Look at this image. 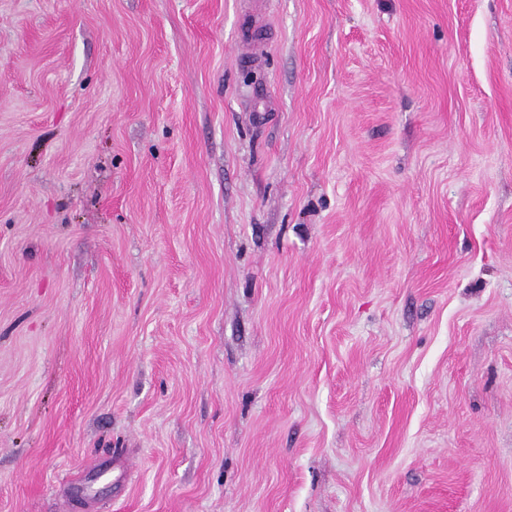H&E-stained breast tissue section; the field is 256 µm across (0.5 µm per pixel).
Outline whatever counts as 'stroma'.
<instances>
[{
    "label": "stroma",
    "instance_id": "obj_1",
    "mask_svg": "<svg viewBox=\"0 0 512 512\" xmlns=\"http://www.w3.org/2000/svg\"><path fill=\"white\" fill-rule=\"evenodd\" d=\"M0 512H512V0H0Z\"/></svg>",
    "mask_w": 512,
    "mask_h": 512
}]
</instances>
